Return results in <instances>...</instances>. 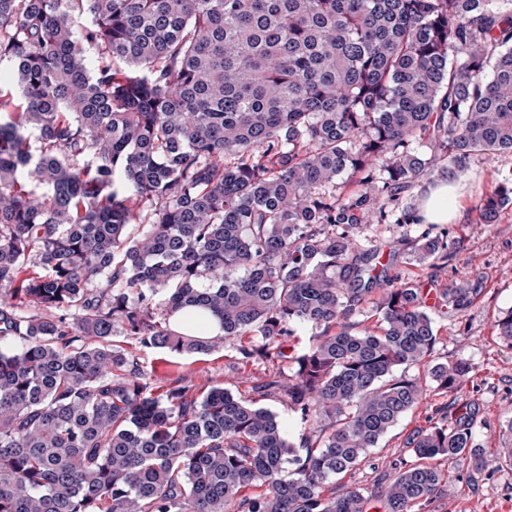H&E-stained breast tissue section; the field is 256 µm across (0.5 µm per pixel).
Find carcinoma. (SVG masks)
I'll return each instance as SVG.
<instances>
[{
	"label": "carcinoma",
	"instance_id": "obj_1",
	"mask_svg": "<svg viewBox=\"0 0 512 512\" xmlns=\"http://www.w3.org/2000/svg\"><path fill=\"white\" fill-rule=\"evenodd\" d=\"M0 64L22 99L0 89V512H425L450 483L432 461L488 468L465 411L353 486L423 402L407 368L436 318L481 292L395 278L357 233L417 225L412 259L448 264V230L405 195L512 153V0H0ZM511 205L503 183L480 223ZM205 316L219 332L193 330ZM299 325L316 330L301 350ZM118 327L289 364L251 391L308 429L294 442L258 401L187 375L153 392ZM494 329L512 344L511 308ZM468 372L426 377L453 392Z\"/></svg>",
	"mask_w": 512,
	"mask_h": 512
}]
</instances>
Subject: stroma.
I'll return each instance as SVG.
<instances>
[{
  "label": "stroma",
  "mask_w": 512,
  "mask_h": 512,
  "mask_svg": "<svg viewBox=\"0 0 512 512\" xmlns=\"http://www.w3.org/2000/svg\"><path fill=\"white\" fill-rule=\"evenodd\" d=\"M459 186L461 210L448 225L455 241L447 268L432 273L428 267L407 259L400 240L401 229L391 224L370 225L359 230L365 244L394 252L392 274L402 279L435 280L437 287L476 282L482 292L467 311L437 320V343L429 364L463 361L471 371L460 390L440 393L428 390L424 402L403 416L371 451L356 475L358 486L373 488L396 463L409 459L407 439L429 426L437 408L456 419L462 409H471L477 420V439L487 454L499 457L512 448V347L495 334L497 315L512 308V208L503 212L499 226L482 228V199L498 182L512 181V155H482L454 177ZM113 341L139 360L143 381L156 388L181 374L191 375L198 389L213 385L237 388L250 396L253 382L275 374H287L285 366L256 361L238 363L233 346L206 355H187L164 349L141 347L134 339L115 333ZM426 512H512V465H493L472 476L466 469L451 471V484L435 498Z\"/></svg>",
  "instance_id": "1"
}]
</instances>
